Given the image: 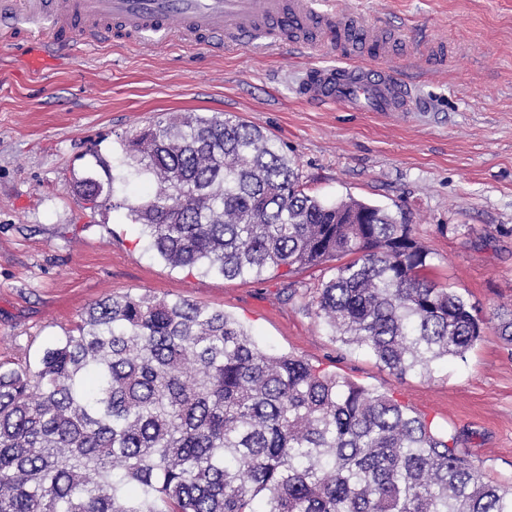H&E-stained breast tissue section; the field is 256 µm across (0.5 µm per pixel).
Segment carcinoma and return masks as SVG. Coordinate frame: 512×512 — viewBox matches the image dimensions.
<instances>
[{
    "instance_id": "cac0c4a2",
    "label": "carcinoma",
    "mask_w": 512,
    "mask_h": 512,
    "mask_svg": "<svg viewBox=\"0 0 512 512\" xmlns=\"http://www.w3.org/2000/svg\"><path fill=\"white\" fill-rule=\"evenodd\" d=\"M121 145L154 195L117 199L108 171L77 187L127 210L172 267L247 278L335 261L317 315L399 375L429 377L482 337L404 214L308 194L237 116L170 112ZM457 445L182 298L105 297L36 365L0 369V512H512V487Z\"/></svg>"
}]
</instances>
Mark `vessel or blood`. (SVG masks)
I'll list each match as a JSON object with an SVG mask.
<instances>
[{"label":"vessel or blood","mask_w":512,"mask_h":512,"mask_svg":"<svg viewBox=\"0 0 512 512\" xmlns=\"http://www.w3.org/2000/svg\"><path fill=\"white\" fill-rule=\"evenodd\" d=\"M208 48L287 38L295 48H335L344 63L309 68L296 93L356 112H408L411 89L383 64L394 41L382 29L361 30L351 14H329L316 0H0V42L30 34L73 50L95 41L162 44L173 33Z\"/></svg>","instance_id":"b4317fda"}]
</instances>
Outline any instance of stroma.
Returning <instances> with one entry per match:
<instances>
[{
    "label": "stroma",
    "mask_w": 512,
    "mask_h": 512,
    "mask_svg": "<svg viewBox=\"0 0 512 512\" xmlns=\"http://www.w3.org/2000/svg\"><path fill=\"white\" fill-rule=\"evenodd\" d=\"M319 2L395 39L387 68L412 85L414 113L297 100L304 69L339 64L329 47L102 41L32 71L38 39L0 45V363L37 361L103 297L184 298L459 435L488 480L512 485V345L496 329L512 311V0ZM437 38L451 51L442 68L427 50ZM166 112L234 114L280 143L309 194L405 212L432 251L430 278L476 305L480 341L432 377L399 376L318 317L330 265L227 279L165 264L125 210L89 208L74 184L100 158L122 173L121 138Z\"/></svg>",
    "instance_id": "1"
}]
</instances>
